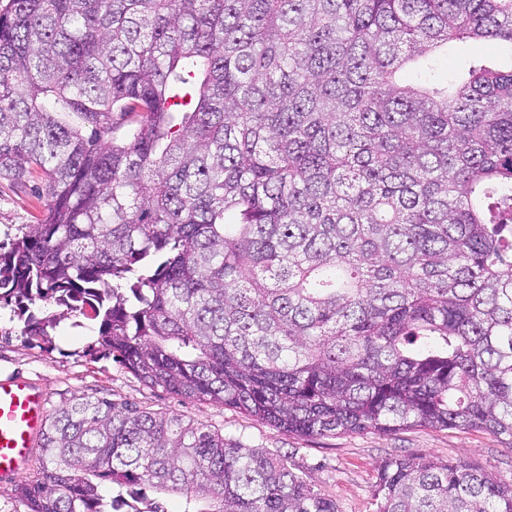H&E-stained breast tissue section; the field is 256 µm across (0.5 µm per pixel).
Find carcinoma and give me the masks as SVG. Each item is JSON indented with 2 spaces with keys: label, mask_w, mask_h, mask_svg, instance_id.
Listing matches in <instances>:
<instances>
[{
  "label": "carcinoma",
  "mask_w": 512,
  "mask_h": 512,
  "mask_svg": "<svg viewBox=\"0 0 512 512\" xmlns=\"http://www.w3.org/2000/svg\"><path fill=\"white\" fill-rule=\"evenodd\" d=\"M512 0H8L0 177L47 198L0 300L54 303L145 385L300 437L512 448ZM42 302L38 312L30 306ZM24 512H339L288 461L104 398L49 415ZM115 496L107 500L104 487ZM374 512H512V484L396 456ZM486 56L502 57V44L476 41L471 44L467 56L440 54L435 60L431 78L435 83L444 84L451 73L460 68L468 57Z\"/></svg>",
  "instance_id": "1"
}]
</instances>
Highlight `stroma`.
<instances>
[{"mask_svg": "<svg viewBox=\"0 0 512 512\" xmlns=\"http://www.w3.org/2000/svg\"><path fill=\"white\" fill-rule=\"evenodd\" d=\"M45 207V199L35 195L30 186L0 178V239L21 225L38 223ZM56 314L51 341L44 344L24 336V321L16 305L0 306V377L20 374L38 380L49 408L92 396L208 425L247 447L286 457L289 466L315 490L335 500L340 512H374L377 470L392 454L461 461L512 484V449L486 432L417 428L390 435L298 437L223 405L200 403L146 386L111 354L95 351L96 320L67 313L62 307Z\"/></svg>", "mask_w": 512, "mask_h": 512, "instance_id": "stroma-1", "label": "stroma"}]
</instances>
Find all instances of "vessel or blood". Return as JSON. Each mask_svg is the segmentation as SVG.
<instances>
[{
    "label": "vessel or blood",
    "mask_w": 512,
    "mask_h": 512,
    "mask_svg": "<svg viewBox=\"0 0 512 512\" xmlns=\"http://www.w3.org/2000/svg\"><path fill=\"white\" fill-rule=\"evenodd\" d=\"M47 419V400L34 381L0 378V480L21 478Z\"/></svg>",
    "instance_id": "b4317fda"
}]
</instances>
